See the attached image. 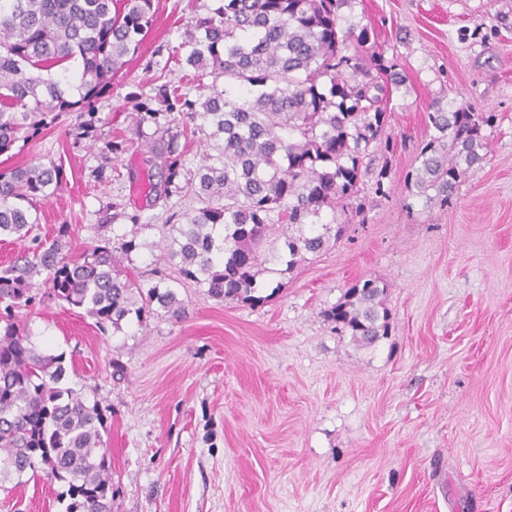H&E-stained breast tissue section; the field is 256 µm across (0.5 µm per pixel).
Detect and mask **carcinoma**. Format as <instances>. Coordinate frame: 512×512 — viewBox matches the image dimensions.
I'll return each mask as SVG.
<instances>
[{
    "instance_id": "1",
    "label": "carcinoma",
    "mask_w": 512,
    "mask_h": 512,
    "mask_svg": "<svg viewBox=\"0 0 512 512\" xmlns=\"http://www.w3.org/2000/svg\"><path fill=\"white\" fill-rule=\"evenodd\" d=\"M348 0H222L195 20L185 63L214 80L200 103L187 102L207 146L196 179L179 184L178 136L139 112L135 126L156 124L148 145L160 160L166 198L187 191L201 207L172 213L165 247L180 277L203 284L224 301L256 305L263 264L286 269L328 246L317 229L324 211L352 207L368 174L363 159L388 125L390 88L403 79L372 47L374 30L341 26ZM154 0H0V154L27 142L63 112L88 116L112 83L123 58L138 49L153 22ZM78 63L79 83L67 81ZM429 139L410 174L424 207L448 206L461 177L483 161L482 127L496 115L468 103L429 106ZM62 168L38 163L0 171V238L23 241L40 200L61 189ZM295 229L297 234L285 233ZM141 248L136 237L118 247L72 246L61 224L50 244L20 252L0 269V483L26 471L67 486L65 512H112V475L100 428L103 419L82 392L63 386L62 356L30 345L19 313L36 302L33 290L83 308L102 331L133 316L143 324L157 309L175 321L186 308L166 275L146 287L123 272L122 261ZM44 279L37 284L34 276ZM386 285L366 279L348 288L328 318L363 345L388 336Z\"/></svg>"
}]
</instances>
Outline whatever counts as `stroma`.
Returning a JSON list of instances; mask_svg holds the SVG:
<instances>
[{
    "mask_svg": "<svg viewBox=\"0 0 512 512\" xmlns=\"http://www.w3.org/2000/svg\"><path fill=\"white\" fill-rule=\"evenodd\" d=\"M154 5L148 36L94 103L93 132L64 113L0 154V170L45 158L63 169L34 235L67 224L80 247L137 238L129 269L147 284L166 217L198 202L148 195L155 126L136 135L131 116L207 94L213 77L186 65L183 42L218 0ZM342 13L374 29V51L406 76L391 146L364 161L362 213L321 216L345 224L342 237L260 273L255 306L185 282L179 322L160 310L103 334L54 299L21 313L35 349L62 355L65 384L104 418L112 512H512V0H353ZM451 98L496 120L484 161L429 210L408 175L429 104ZM365 279L386 284L390 313L368 348L327 317ZM63 490L23 474L0 490V512H65Z\"/></svg>",
    "mask_w": 512,
    "mask_h": 512,
    "instance_id": "1",
    "label": "stroma"
}]
</instances>
